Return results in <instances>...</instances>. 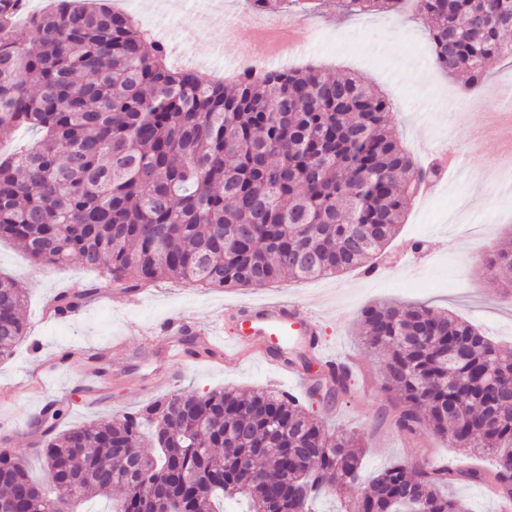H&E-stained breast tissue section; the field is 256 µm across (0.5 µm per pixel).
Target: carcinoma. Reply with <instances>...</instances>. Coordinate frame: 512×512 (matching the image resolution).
I'll return each instance as SVG.
<instances>
[{
	"mask_svg": "<svg viewBox=\"0 0 512 512\" xmlns=\"http://www.w3.org/2000/svg\"><path fill=\"white\" fill-rule=\"evenodd\" d=\"M403 0H339L346 14L397 12ZM430 20L436 66L481 86L487 64L512 54V0H417ZM275 14L285 0H249ZM0 0V142L20 127L40 133L0 154V238L38 265L77 257L117 287L161 279L196 288L269 286L375 268L408 200L432 174L399 143L388 101L352 75L315 67L247 69L225 89L170 68L164 48L128 14L61 0L27 15ZM487 272L512 270V247L479 257ZM92 288L58 294L75 309ZM25 292L0 277V360L26 336ZM364 345L383 364L390 423L496 456L490 470L429 461L415 475L392 464L360 481L361 436L328 432L309 411L316 399L350 400L352 375L321 374L307 402L281 391L178 394L111 422L59 429L52 405L35 448L53 471L56 496L26 462L0 453V502L13 512H74L91 496L121 492L110 512H161L162 487L182 512H217L252 466L250 512H310L324 494L344 512H469L451 492L496 487L512 506V354L473 324L417 305L376 303L359 317ZM151 427L153 453L140 448Z\"/></svg>",
	"mask_w": 512,
	"mask_h": 512,
	"instance_id": "obj_1",
	"label": "carcinoma"
}]
</instances>
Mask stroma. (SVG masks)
<instances>
[{"mask_svg":"<svg viewBox=\"0 0 512 512\" xmlns=\"http://www.w3.org/2000/svg\"><path fill=\"white\" fill-rule=\"evenodd\" d=\"M114 7L135 15L143 25L161 31L170 62L201 73L229 74L254 59L250 40L228 37V23L248 17L247 0H223L224 23L208 36L197 26L214 9L215 0H111ZM268 26L288 30L300 42L302 54L271 61V68H301L308 64L326 72L354 73L371 90L386 94L393 104V127L400 143L423 162L440 161L441 145H449L455 166L441 169L437 180L422 186L406 205V215L372 272L357 269L339 276L284 279L262 288H195L166 280L144 288L115 292L106 273L92 272L81 261L63 267L34 264L15 242L0 240V275L18 281L26 294L24 315L28 335L14 355L0 361V448L25 459L34 478L44 473L35 456L32 426L50 404L67 407L65 425L109 420L156 399L234 388L249 392L288 389L287 374L257 360L228 367L192 355L186 361L163 363L146 331L172 319L218 320L229 304L267 296L297 297L321 319L326 349L357 358L354 371L369 391L347 402L320 403L314 410L328 428L353 429L366 444L364 476L396 460L412 464L426 458L493 468L489 456L472 455L433 435L410 438L382 422L387 402L382 389L383 366L356 334L361 310L393 301L422 304L436 313H453L471 321L504 348L512 349V298L505 296L502 277L488 274L474 257L466 233L469 225L490 227L488 247L512 238V194L486 191L469 209L462 224L449 223L457 201L466 194L474 174L492 172L503 147L497 137L472 145L475 125L489 116L512 111V97L503 94L512 83V59L501 57L487 67L488 79L465 90V79L449 76L434 64L427 22L414 8L403 13L345 16L337 0H320L317 11L283 12L267 17ZM93 289L79 315L41 320L46 302L65 285ZM78 345L92 355L105 353L107 381L85 392L82 372L74 366L40 378L46 365Z\"/></svg>","mask_w":512,"mask_h":512,"instance_id":"1","label":"stroma"}]
</instances>
